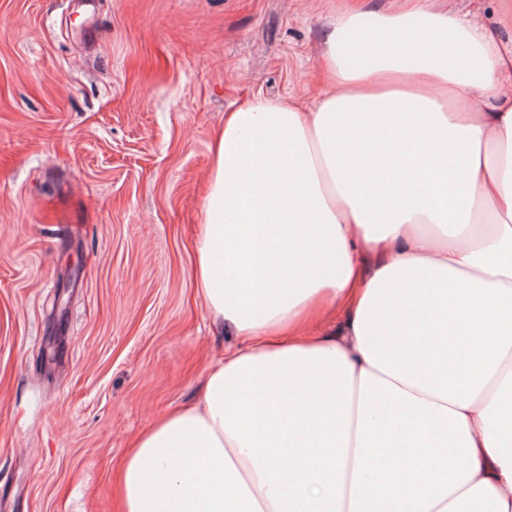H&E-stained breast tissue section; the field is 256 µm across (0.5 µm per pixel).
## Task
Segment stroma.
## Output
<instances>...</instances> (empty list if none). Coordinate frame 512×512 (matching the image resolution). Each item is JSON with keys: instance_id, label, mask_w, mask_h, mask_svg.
Returning a JSON list of instances; mask_svg holds the SVG:
<instances>
[{"instance_id": "35a3bbf8", "label": "stroma", "mask_w": 512, "mask_h": 512, "mask_svg": "<svg viewBox=\"0 0 512 512\" xmlns=\"http://www.w3.org/2000/svg\"><path fill=\"white\" fill-rule=\"evenodd\" d=\"M349 2L0 0V512H119L131 441L236 343L193 278L212 136L313 104Z\"/></svg>"}]
</instances>
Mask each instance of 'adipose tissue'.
I'll return each mask as SVG.
<instances>
[{"instance_id": "adipose-tissue-1", "label": "adipose tissue", "mask_w": 512, "mask_h": 512, "mask_svg": "<svg viewBox=\"0 0 512 512\" xmlns=\"http://www.w3.org/2000/svg\"><path fill=\"white\" fill-rule=\"evenodd\" d=\"M321 59L312 108L252 97L211 144L196 285L240 343L120 512H512V47L411 0Z\"/></svg>"}]
</instances>
